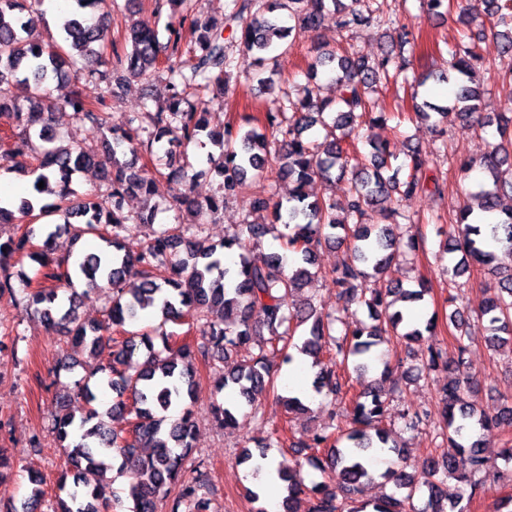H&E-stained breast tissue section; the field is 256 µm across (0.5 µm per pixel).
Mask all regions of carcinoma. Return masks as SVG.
I'll return each mask as SVG.
<instances>
[{"label": "carcinoma", "mask_w": 512, "mask_h": 512, "mask_svg": "<svg viewBox=\"0 0 512 512\" xmlns=\"http://www.w3.org/2000/svg\"><path fill=\"white\" fill-rule=\"evenodd\" d=\"M57 36L45 42L35 35V22L44 19V0H0V161L29 167L44 188L20 199L15 207L0 206V224H22L26 220L58 215L61 222L47 223V236L40 248L32 242V231L0 242V296H21L25 308L47 326L61 332L72 345L97 358L86 375L74 382L72 392L55 399L51 430L68 456L69 470L61 474L57 506L51 512H112L109 485L90 484L84 473L101 474L106 459L118 457L120 468L131 478L128 512H203L204 498L197 480L186 476L185 462L193 454L196 421L194 405L199 383L196 362L222 360L238 348H250V357L229 371L214 369L216 391H233L235 404L212 402L217 425L230 429L236 413L253 406L257 396L272 394L283 401L287 412L307 410L297 396L279 394L270 355L280 354V366H291L296 355H306L319 367L312 390L332 397L330 423L307 443L294 445L304 461L281 466L277 476L284 485L283 512H469L480 490L474 479L489 457L478 431H490L503 422L512 423V403L489 414L466 401L472 391L466 358L469 318L460 310L448 316L456 330V358L437 344L420 351V365L411 368L412 379L441 366L454 373L439 394L442 425L450 451L432 456L406 471L400 450L389 444L390 431L383 426L392 392L385 389L393 372L389 351L379 346L396 342L418 344L423 333H433L435 318L425 326L413 322L398 302L421 301L431 290L428 279L416 280L417 288L400 284L381 285L392 263L402 253L425 251L426 240L411 232L414 221L402 203L418 194L441 193L438 177L427 174L426 160L418 147L407 148L406 162L392 168L389 144L377 141L371 129L394 118L370 97L378 85L403 81L419 89L455 83L452 104L439 106L427 98L413 104L415 118L436 132L447 130L439 122L466 127H486L481 113L482 86L476 71L484 66L477 40L468 30L473 17L490 25L501 52L512 55V7L501 0H460L456 22L466 27L448 50V67L431 68L416 55L415 40L403 18L407 0L387 10L382 0H229V12L217 19L201 21L199 0H156L152 16L134 19L125 27L123 41L101 48L114 15H132L136 0H69ZM172 14L162 20V8ZM451 0H420L427 14L447 17ZM336 14V27L364 23L382 31L384 44L379 54L368 57L356 52L314 47L308 63L310 78L318 69L331 74L339 87V101L321 95V86L307 84L297 96L281 89L283 111L264 119L248 117L255 126L245 130L226 123L220 129L210 124L205 107L209 93H224L232 72L242 65L263 91L279 82L278 64L291 45L286 40L295 31H318L325 15ZM292 25H283V18ZM240 27L244 56L238 58L226 44L224 30ZM157 76L165 83V94L147 99L141 110L123 117L112 126L103 111L106 98L115 97L127 81ZM72 83L69 96L54 102L49 86L62 79ZM98 87L94 98L83 92L87 84ZM22 88L25 97L14 93ZM72 112L80 123H90L102 133V159L95 150L63 144L55 124V112ZM512 121L497 115L501 138L480 159L492 185H481L472 198L453 214L443 249L461 253L462 258L446 269L449 283L467 271L466 261L490 267L497 278V292L480 310L488 323L486 343L497 352L512 347V137L506 136ZM17 135L35 138L47 147L34 149L28 161H17L8 142ZM220 150L215 171L223 177L217 191L198 198L184 189L173 198L174 209L186 212L193 222L162 224L145 247L136 254L124 251L122 241L131 228L153 224L160 202L165 200L164 182H186L199 176L189 173L192 165L166 175L144 177L137 167L140 154L154 160L159 152L174 157L173 149L187 157L191 145L202 138ZM130 159H125L126 153ZM93 167L101 185L73 197L71 184ZM285 178L293 184L288 201L274 200V184ZM347 180L344 200L330 195L311 199L309 188L316 182L332 186ZM255 188L252 208L266 214V222H246L219 245L203 246L198 236L203 225L224 211L228 199L247 184ZM55 195L57 203H43L40 196ZM136 194L142 201L135 214L124 212L125 198ZM76 235L94 234L104 242L98 251L76 256L72 271L59 272L61 263L51 257L49 244L61 231ZM285 240L286 253H274L258 264L249 257L251 249L272 233ZM347 245L351 259L325 275L336 289L338 307L326 308L311 299L288 306V299L301 282L314 277L315 257L324 244ZM238 250L234 266L224 265V251ZM28 256L40 265L31 278L18 274L14 288L8 272L13 257ZM134 278L137 285L126 287ZM96 286L105 281L112 296L104 320L86 325L78 316V294L71 291L68 302L60 297L59 282L74 281ZM364 307L373 323L352 318V307ZM150 313L156 325L139 331L126 329ZM191 317L200 322V341L178 344L167 332L168 323ZM125 334L111 343L107 333ZM380 372L377 382L352 392L349 370ZM115 393L107 415L94 407L102 389ZM130 418L128 433L112 429L110 419ZM284 439L277 431L235 454L241 465L257 455L264 459ZM388 450L402 464L389 468L380 478L392 483L395 492L370 503L359 501L365 488L374 483L368 454ZM329 469L334 483H304L303 464ZM468 485L466 499L448 502L444 476ZM31 490L10 512H44L43 478L30 472ZM420 497L421 507L414 498Z\"/></svg>", "instance_id": "obj_1"}]
</instances>
